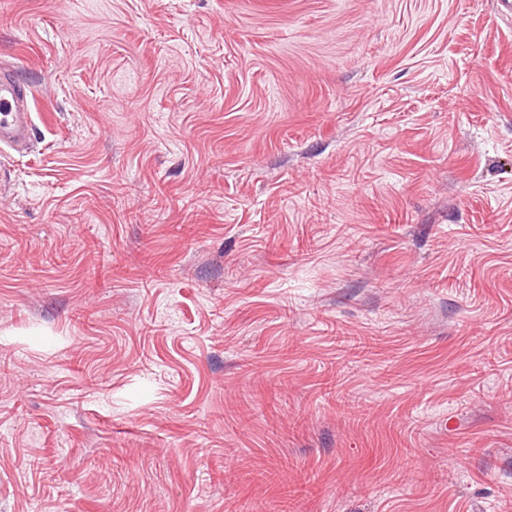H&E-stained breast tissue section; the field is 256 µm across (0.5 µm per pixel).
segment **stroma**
<instances>
[{
	"instance_id": "obj_1",
	"label": "stroma",
	"mask_w": 512,
	"mask_h": 512,
	"mask_svg": "<svg viewBox=\"0 0 512 512\" xmlns=\"http://www.w3.org/2000/svg\"><path fill=\"white\" fill-rule=\"evenodd\" d=\"M0 62V512H512L496 0H0ZM33 118L25 87L14 66L0 70V151L26 149L32 140Z\"/></svg>"
}]
</instances>
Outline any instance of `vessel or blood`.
<instances>
[{
	"label": "vessel or blood",
	"mask_w": 512,
	"mask_h": 512,
	"mask_svg": "<svg viewBox=\"0 0 512 512\" xmlns=\"http://www.w3.org/2000/svg\"><path fill=\"white\" fill-rule=\"evenodd\" d=\"M33 118L25 87L13 66L0 67V151L27 148L32 140Z\"/></svg>",
	"instance_id": "1"
}]
</instances>
